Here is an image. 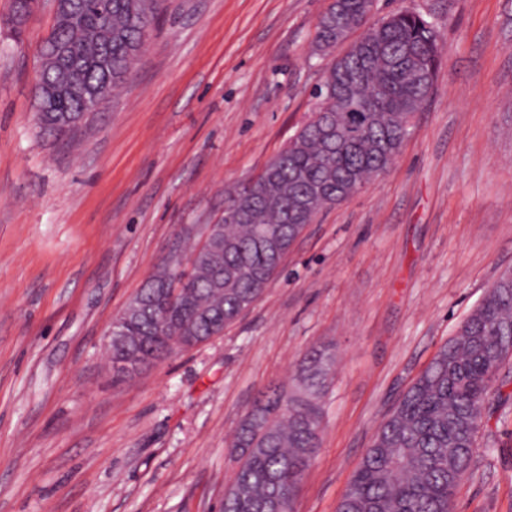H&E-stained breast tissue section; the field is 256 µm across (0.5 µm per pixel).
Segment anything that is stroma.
Instances as JSON below:
<instances>
[{
  "instance_id": "obj_1",
  "label": "stroma",
  "mask_w": 512,
  "mask_h": 512,
  "mask_svg": "<svg viewBox=\"0 0 512 512\" xmlns=\"http://www.w3.org/2000/svg\"><path fill=\"white\" fill-rule=\"evenodd\" d=\"M331 0H164L111 102L67 150L35 123L40 0H0V512H219L257 394L336 347L293 512H336L382 420L512 269V0H375L423 14L434 93L396 162L324 209L221 336L113 383L104 332L228 192L307 120ZM455 512H512V360Z\"/></svg>"
}]
</instances>
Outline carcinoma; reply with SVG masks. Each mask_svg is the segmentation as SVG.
<instances>
[{
    "label": "carcinoma",
    "mask_w": 512,
    "mask_h": 512,
    "mask_svg": "<svg viewBox=\"0 0 512 512\" xmlns=\"http://www.w3.org/2000/svg\"><path fill=\"white\" fill-rule=\"evenodd\" d=\"M159 2L112 0L107 20L95 0H71L75 18L53 32L55 39L78 62L110 56L112 78L86 68L82 85L43 115L44 134L70 141L86 91L106 82L113 90L125 80ZM365 2L340 0L341 15L360 18ZM335 13L329 7L317 25L318 56L336 46ZM439 63L435 26L409 10L372 24L328 63L316 107L286 149L281 170L242 188L253 197L247 212L213 226L191 270L181 274L187 282L176 296L169 292L174 276L163 263L131 299L144 311L129 318L128 346L157 360L168 351L165 337L214 336L253 307L284 262L260 249L261 231L277 233L289 248L321 209L348 200L386 170L409 134L415 103L433 92ZM347 81L360 96L374 98L376 111H346L339 87ZM510 357L512 270H505L381 423L337 512H452L456 488L471 467L490 384ZM335 363L332 346L315 349L298 365L288 398L276 384L259 392L233 434L239 468L224 490L221 512H259L268 503L292 512L295 491L320 448V402Z\"/></svg>",
    "instance_id": "1"
}]
</instances>
